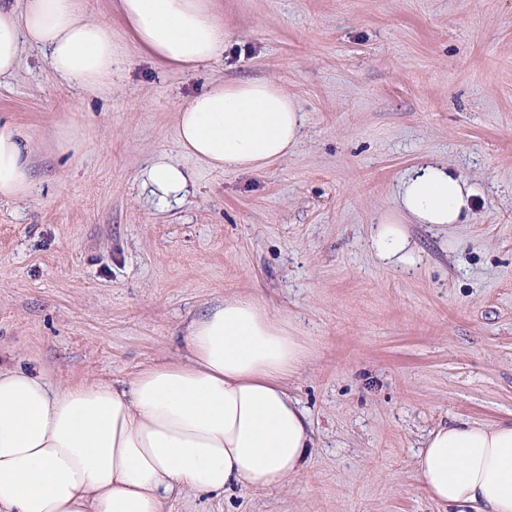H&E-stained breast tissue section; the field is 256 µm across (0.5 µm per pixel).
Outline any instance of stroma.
Here are the masks:
<instances>
[{"instance_id": "obj_1", "label": "stroma", "mask_w": 512, "mask_h": 512, "mask_svg": "<svg viewBox=\"0 0 512 512\" xmlns=\"http://www.w3.org/2000/svg\"><path fill=\"white\" fill-rule=\"evenodd\" d=\"M122 50L112 90L63 87L25 48L0 119L31 145L33 191L0 201V363L59 386L180 359L188 320L254 296L308 349L288 392L314 446L288 485L191 492L164 512H441L414 468L445 422L512 420V0H214L230 34L186 73L151 60L118 0H81ZM277 82L298 147L241 174L184 155L176 114L215 81ZM79 130L77 154L56 125ZM161 154L195 178L158 207ZM449 163L474 186L461 224H406L413 264L372 236L402 175Z\"/></svg>"}]
</instances>
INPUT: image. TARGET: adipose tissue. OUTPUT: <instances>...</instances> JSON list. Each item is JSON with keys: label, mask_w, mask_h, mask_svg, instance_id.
Returning a JSON list of instances; mask_svg holds the SVG:
<instances>
[{"label": "adipose tissue", "mask_w": 512, "mask_h": 512, "mask_svg": "<svg viewBox=\"0 0 512 512\" xmlns=\"http://www.w3.org/2000/svg\"><path fill=\"white\" fill-rule=\"evenodd\" d=\"M142 48L194 70L224 53L229 34L210 0H119ZM42 50L66 87L101 94L118 52L112 27L83 16L80 0H0V77L24 46ZM304 114L271 80L214 82L177 115L181 149L218 170L254 172L298 146ZM29 148L0 121V200L31 190ZM158 203L182 204L191 173L167 155L145 171ZM450 165L425 162L401 177L399 217L372 243L406 258L401 217L457 224L474 204ZM186 353L131 381L56 386L44 373L0 365V512H163L192 491L279 488L303 472L313 446L309 417L285 387L307 353L287 319L254 299L210 308L186 327ZM414 467L432 500L454 512H512V422L461 421L431 430Z\"/></svg>", "instance_id": "1"}]
</instances>
